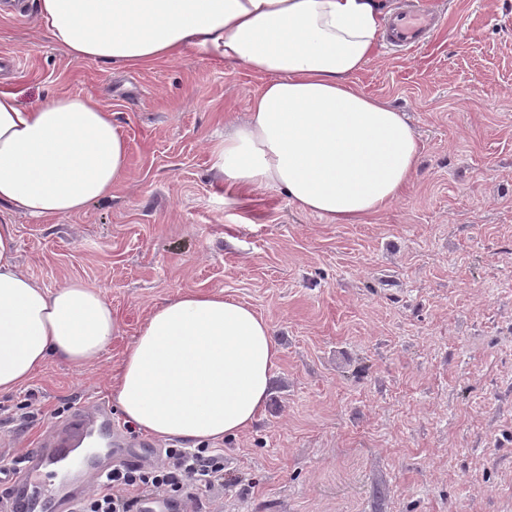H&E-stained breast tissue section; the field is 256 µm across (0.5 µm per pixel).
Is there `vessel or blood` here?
I'll return each mask as SVG.
<instances>
[{
	"label": "vessel or blood",
	"instance_id": "b4317fda",
	"mask_svg": "<svg viewBox=\"0 0 512 512\" xmlns=\"http://www.w3.org/2000/svg\"><path fill=\"white\" fill-rule=\"evenodd\" d=\"M440 22L439 16L418 12H402L391 19L386 39L398 50L422 47L427 34ZM112 427V413L106 406L92 409L75 408L71 420L42 447L32 449L24 465L28 477L22 482H12L10 501L13 512H56L58 506H66L68 512H76L78 505L89 495L88 484H81L70 492L63 503H56L52 493L41 489L37 473L43 467L68 459L85 438L102 434Z\"/></svg>",
	"mask_w": 512,
	"mask_h": 512
}]
</instances>
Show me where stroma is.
Segmentation results:
<instances>
[{"instance_id":"obj_1","label":"stroma","mask_w":512,"mask_h":512,"mask_svg":"<svg viewBox=\"0 0 512 512\" xmlns=\"http://www.w3.org/2000/svg\"><path fill=\"white\" fill-rule=\"evenodd\" d=\"M6 2L0 56L22 66L0 63V82L24 105L71 93L112 111L130 178L68 217L0 203L21 272L94 288L122 322L99 358L50 361L0 396V466L77 405L111 403L153 307L220 292L280 354L264 411L221 441L224 486L201 512H512V0H418L444 25L417 50L380 45L357 76L406 114L422 156L407 193L352 224L214 171L260 78L191 51L145 70L75 61L36 0ZM112 419L143 463L184 445Z\"/></svg>"}]
</instances>
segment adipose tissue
Returning <instances> with one entry per match:
<instances>
[{
    "label": "adipose tissue",
    "mask_w": 512,
    "mask_h": 512,
    "mask_svg": "<svg viewBox=\"0 0 512 512\" xmlns=\"http://www.w3.org/2000/svg\"><path fill=\"white\" fill-rule=\"evenodd\" d=\"M45 32L76 61L129 70L191 50L263 78L248 120L216 143L226 183L283 190L332 224L380 213L417 177L421 151L401 112L360 91L381 0H37ZM111 112L61 94L30 106L0 87V203L38 219L81 213L130 175ZM0 223V395L49 359L83 366L120 328L78 282L51 290L19 271ZM280 350L268 323L221 294L188 292L151 310L112 380L123 418L159 438L220 441L264 410Z\"/></svg>",
    "instance_id": "adipose-tissue-1"
}]
</instances>
